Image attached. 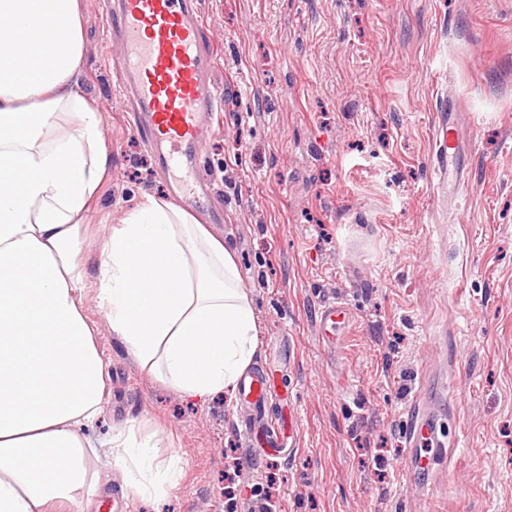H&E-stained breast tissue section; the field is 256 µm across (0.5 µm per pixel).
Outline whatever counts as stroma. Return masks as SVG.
<instances>
[{
  "mask_svg": "<svg viewBox=\"0 0 512 512\" xmlns=\"http://www.w3.org/2000/svg\"><path fill=\"white\" fill-rule=\"evenodd\" d=\"M224 125L197 176L220 207L211 226L254 300L253 366L294 418V456L249 447L238 393L186 398L144 371L113 336L87 281L84 311L108 373L99 437L156 434L182 477L158 503L120 470L78 512H512V0H199ZM84 93L97 98L111 177L79 259L92 265L111 225L145 193L169 197L112 58L100 0H83ZM466 118L464 189L433 184L436 101ZM348 303L340 350L321 306ZM448 389L444 452L427 450L429 491L400 476L407 413ZM383 468L374 465L375 456ZM274 482L276 495L257 492Z\"/></svg>",
  "mask_w": 512,
  "mask_h": 512,
  "instance_id": "1",
  "label": "stroma"
}]
</instances>
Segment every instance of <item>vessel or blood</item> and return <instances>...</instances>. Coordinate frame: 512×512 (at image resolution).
<instances>
[{
  "label": "vessel or blood",
  "instance_id": "1",
  "mask_svg": "<svg viewBox=\"0 0 512 512\" xmlns=\"http://www.w3.org/2000/svg\"><path fill=\"white\" fill-rule=\"evenodd\" d=\"M106 18L109 29L118 32L123 42L124 52L114 60L113 68L120 83L134 94L135 122L159 148L161 165L176 171L170 186L172 196L185 207H195L200 200L194 186L198 151L209 129L214 128V115L220 107L209 78L215 53L202 39L203 15L194 0H115ZM459 125L454 105L441 104L433 130L438 146L434 173L438 190L451 199L459 196L464 183ZM351 319L347 303L326 302L319 315V333L325 341L334 342ZM242 391L262 411L260 419L250 425L256 443L282 449L279 426L264 413L274 397L266 376L247 375ZM406 425L407 453L412 474L418 477L427 470L420 450L426 438L423 410L411 408Z\"/></svg>",
  "mask_w": 512,
  "mask_h": 512
}]
</instances>
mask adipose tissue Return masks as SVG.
Instances as JSON below:
<instances>
[{
  "label": "adipose tissue",
  "instance_id": "adipose-tissue-1",
  "mask_svg": "<svg viewBox=\"0 0 512 512\" xmlns=\"http://www.w3.org/2000/svg\"><path fill=\"white\" fill-rule=\"evenodd\" d=\"M80 0H0V512L78 505L119 468L159 499L181 469L134 428L95 439L106 370L84 314L80 226L110 170L95 98L79 89ZM108 324L182 396L234 392L258 324L233 253L150 194L113 226L96 270Z\"/></svg>",
  "mask_w": 512,
  "mask_h": 512
}]
</instances>
